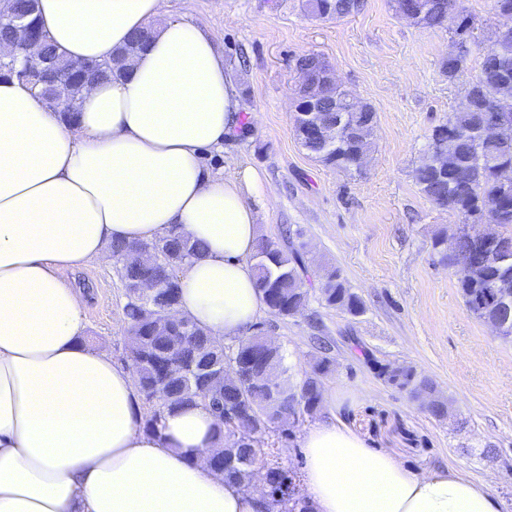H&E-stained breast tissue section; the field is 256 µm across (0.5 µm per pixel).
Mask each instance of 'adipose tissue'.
Segmentation results:
<instances>
[{
  "label": "adipose tissue",
  "instance_id": "obj_1",
  "mask_svg": "<svg viewBox=\"0 0 512 512\" xmlns=\"http://www.w3.org/2000/svg\"><path fill=\"white\" fill-rule=\"evenodd\" d=\"M162 0H38L71 60H102L129 35L152 43L71 114L0 78V512H262L258 494L207 464L218 447L201 406L145 431L134 372L84 340L82 291L60 273L112 260V244L171 228L200 254L180 276L179 316L219 340L264 310L251 262L249 196L261 175L202 161L237 137L240 94L218 35L160 21ZM313 512H502L488 487L445 467L418 476L339 419L303 436Z\"/></svg>",
  "mask_w": 512,
  "mask_h": 512
}]
</instances>
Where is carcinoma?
I'll list each match as a JSON object with an SVG mask.
<instances>
[{"label": "carcinoma", "instance_id": "cac0c4a2", "mask_svg": "<svg viewBox=\"0 0 512 512\" xmlns=\"http://www.w3.org/2000/svg\"><path fill=\"white\" fill-rule=\"evenodd\" d=\"M301 9L319 19L348 16L357 10L353 0H301ZM499 24L492 31L493 48L481 58L475 81L483 84L485 93L481 100L471 99V89H466L460 105L448 115L442 126H437L433 136L442 127L448 129V172L443 181H434L433 170L420 165L413 171V179L420 193L433 205L443 207L449 203L464 220L478 218L491 210L496 223L512 225V189L505 190L500 172L512 166V120L507 122L497 141H478L473 135L490 112L491 103L512 101V32L504 33L501 25L512 23V0H494ZM427 29L446 28L454 37L470 41L472 23L468 17L456 18L450 11H431L422 18ZM150 38L143 30L112 55L133 58ZM469 55L441 62L440 69L448 81H455L467 68ZM342 97L338 86L323 89L322 109L319 119L330 123L336 115V104ZM359 133L340 138L327 144L316 139H300L302 147L326 166L349 171L351 162L359 154L368 155L372 146L374 129L362 126L361 114H356ZM502 247L497 256V272L512 278V235H499ZM272 249L273 262L265 270L257 271V284L269 313L287 318L294 307L308 303L305 288L307 273L303 253L295 249L288 253L270 241L258 244L257 251ZM200 245L173 231L150 242L112 244V254L118 258V275L121 282L134 279L166 282L171 276L170 259L186 264L195 256ZM459 288L467 310L479 319L501 318L509 323L507 338L512 339V287L503 296L487 286V275L481 269L470 273L456 272ZM320 295L329 307H339L352 314L361 310L358 297L347 288L340 270L331 267L321 279ZM129 337V356L136 373L138 390L142 398L153 404L154 410L145 421L148 431L157 433L164 424L168 410L201 404L216 419L217 431L224 436V446L213 449L210 458L213 469L247 489L251 483L255 461L267 469L274 488L267 497L265 512H312L304 497L292 486V478L278 465L267 462L271 449L257 446L267 431L276 429L288 435V425L313 416L323 402V378L331 372L333 363L322 358L310 374L298 382L282 378L285 373L283 356L269 359L253 343L254 337L240 339L233 347L215 343L224 355V363L237 368V377L229 378L224 371L210 373V382L203 386L194 369L203 365L201 346L211 341L210 336L188 319L159 328L148 321L142 305L127 298L123 306ZM392 364H375L374 370L383 381L408 388L423 407L435 418L448 415V400L431 394L433 385L416 378L414 370L398 364V373L391 375ZM274 372L279 376L277 397L271 399L264 382V375Z\"/></svg>", "mask_w": 512, "mask_h": 512}]
</instances>
